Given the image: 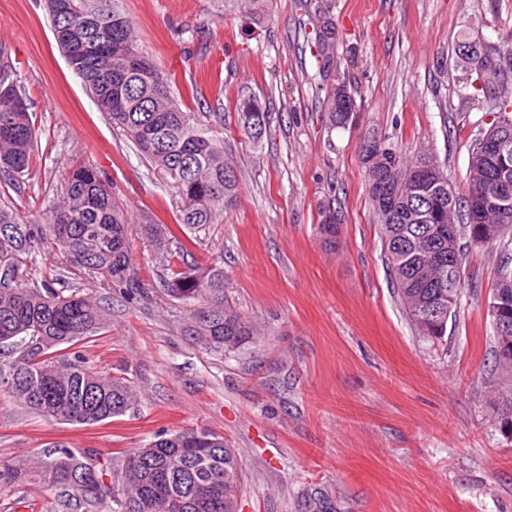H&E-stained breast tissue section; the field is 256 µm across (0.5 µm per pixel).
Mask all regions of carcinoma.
Wrapping results in <instances>:
<instances>
[{"label":"carcinoma","instance_id":"1","mask_svg":"<svg viewBox=\"0 0 512 512\" xmlns=\"http://www.w3.org/2000/svg\"><path fill=\"white\" fill-rule=\"evenodd\" d=\"M119 0H44L55 41L71 70L82 80L99 109L138 151L176 180L181 200L176 227L148 218L137 231L166 267V292L191 306L186 332L206 350L239 352L260 335L224 293V258L206 266L188 260L198 234L224 214L238 196L239 177L224 157V142L198 124L171 94V75L152 66L143 81L140 48ZM499 72L487 62L476 79L479 90L491 89L490 112L512 122V96L494 91ZM31 100L8 53L0 47V184L21 191L32 172L39 132L32 122ZM241 132L257 144L267 132L271 112L257 97L238 96ZM355 110L354 97L336 99L331 88L323 112L333 127H343ZM478 137L469 155L465 183L455 186L461 207L459 223L448 225V211L428 208L436 176L421 177L423 156L408 158L392 148L399 182L395 214L382 215L386 204L369 194L380 223L385 264L406 318L430 346L448 349V320L460 308L468 246L498 245L509 250L512 223L487 224L481 213L464 206L469 196L491 190ZM324 243L332 246L340 232L336 211L326 207L318 225ZM184 238H179L178 234ZM38 244L55 248L68 264L67 273L97 278L99 287L132 294L138 288L130 250L128 212L112 196L99 171L87 165L69 170L61 195L44 223L25 220L6 192L0 193V346L20 349L0 384L32 412L72 424L93 426L124 415L136 394L130 381L87 365L80 342L108 324V309L84 288L69 293L48 286L26 288L28 258ZM499 323L492 324V372L512 381V258L499 271L493 290ZM111 468L92 453L76 455L59 444L33 462L0 459V496L36 481L61 493L75 505H103L108 512H237L243 469L236 450L223 436L207 430L159 432L147 445L124 459L120 479L104 483Z\"/></svg>","mask_w":512,"mask_h":512}]
</instances>
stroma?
<instances>
[{
	"label": "stroma",
	"mask_w": 512,
	"mask_h": 512,
	"mask_svg": "<svg viewBox=\"0 0 512 512\" xmlns=\"http://www.w3.org/2000/svg\"><path fill=\"white\" fill-rule=\"evenodd\" d=\"M149 58L172 76L184 109L224 141L239 194L194 250L224 257V290L263 330L242 352L205 350L183 327L189 308L167 296L149 242L133 235L135 300L105 295L109 323L85 344L97 370L133 381L138 402L94 426L45 419L0 387V459L54 445L119 464L157 431L206 429L243 464L240 512H512V434L500 428L502 389L490 374L487 303L503 253L468 250L465 292L448 349L406 321L381 250L360 143L373 134L408 157L431 153L463 184L474 140L492 116L468 87L463 36L512 41V0H121ZM336 28L321 52L324 22ZM0 46L16 65L41 130L22 215L42 219L71 164L98 167L133 222L176 224L175 182L101 112L58 49L41 0H0ZM348 82L356 110L331 127L322 101ZM197 86L198 96L185 90ZM270 108L260 144L245 138L241 91ZM333 206L341 232L317 227ZM65 260L37 252L28 284L68 288Z\"/></svg>",
	"instance_id": "35a3bbf8"
}]
</instances>
